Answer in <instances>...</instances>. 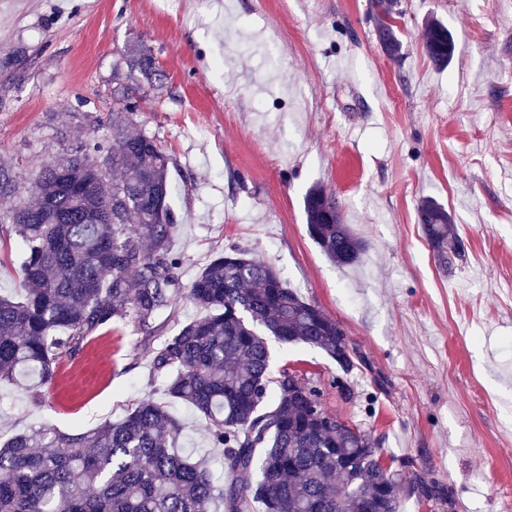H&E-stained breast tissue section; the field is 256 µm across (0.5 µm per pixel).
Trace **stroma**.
<instances>
[{"label": "stroma", "instance_id": "1", "mask_svg": "<svg viewBox=\"0 0 512 512\" xmlns=\"http://www.w3.org/2000/svg\"><path fill=\"white\" fill-rule=\"evenodd\" d=\"M0 0V163L24 179L76 143L112 137V64L144 41L168 75L137 131L170 159L180 289L231 244L274 265L368 360L347 378L314 347L273 344L325 409L412 459L452 503L400 512H512V0ZM457 50L437 69L429 19ZM23 47L22 62L11 52ZM335 199L366 244L352 267L310 237L303 198ZM441 203L467 251L441 270L417 209ZM21 240L0 224V293L21 285ZM125 325L63 359L42 402L0 384V435L86 431L161 397ZM378 38L385 53L393 60L401 58V44L393 26L384 21L378 27Z\"/></svg>", "mask_w": 512, "mask_h": 512}]
</instances>
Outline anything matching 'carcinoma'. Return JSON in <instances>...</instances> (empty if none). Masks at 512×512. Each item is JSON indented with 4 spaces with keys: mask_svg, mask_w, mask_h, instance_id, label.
Here are the masks:
<instances>
[{
    "mask_svg": "<svg viewBox=\"0 0 512 512\" xmlns=\"http://www.w3.org/2000/svg\"><path fill=\"white\" fill-rule=\"evenodd\" d=\"M378 38L393 60L401 44L383 22ZM425 48L439 69L455 40L428 22ZM166 80L149 46L125 47L112 70V145L79 144L43 164L24 189L18 168L0 163V213L20 237L23 288L0 293V380L27 382L32 399L50 386L61 360L117 323L143 334L166 400L146 397L122 419L76 433L46 428L0 441V512H363L377 498L398 512L402 472L383 466L370 432L338 424L320 389L273 370L268 337L323 350L344 376L364 363L336 320L289 288L271 264L241 246L216 253L186 297L206 312L159 347L155 321L179 291L171 240L179 227L170 197L169 157L156 139L133 133L147 90ZM309 235L340 266L357 264L364 242L343 223L320 186L303 199ZM422 232L443 265L464 255L448 210L427 197ZM190 405L207 423L225 478L210 459L177 449L182 425L170 403ZM411 492L442 500L437 481Z\"/></svg>",
    "mask_w": 512,
    "mask_h": 512,
    "instance_id": "obj_1",
    "label": "carcinoma"
}]
</instances>
